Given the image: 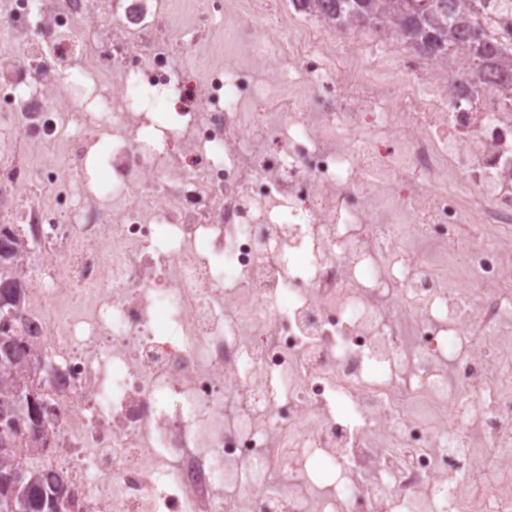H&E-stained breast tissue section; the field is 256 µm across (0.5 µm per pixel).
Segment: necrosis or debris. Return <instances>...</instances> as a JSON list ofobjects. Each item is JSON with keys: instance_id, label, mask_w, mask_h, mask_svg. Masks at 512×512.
I'll return each instance as SVG.
<instances>
[{"instance_id": "4bbe7bcc", "label": "necrosis or debris", "mask_w": 512, "mask_h": 512, "mask_svg": "<svg viewBox=\"0 0 512 512\" xmlns=\"http://www.w3.org/2000/svg\"><path fill=\"white\" fill-rule=\"evenodd\" d=\"M292 6L0 20V223L40 248L4 331L51 409L12 462L65 475L63 512H512V82L453 102L462 53L387 29L392 96L358 29ZM220 20L245 61L202 55ZM396 61L397 60L393 59L392 54H388L376 62L380 66L384 65L382 68L387 71L392 82V93L395 96H401L407 92L408 83L401 67Z\"/></svg>"}]
</instances>
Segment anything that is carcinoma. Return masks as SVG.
I'll return each mask as SVG.
<instances>
[{
    "label": "carcinoma",
    "mask_w": 512,
    "mask_h": 512,
    "mask_svg": "<svg viewBox=\"0 0 512 512\" xmlns=\"http://www.w3.org/2000/svg\"><path fill=\"white\" fill-rule=\"evenodd\" d=\"M324 14L340 28L353 25L378 31L388 20L404 42L425 56L460 52L476 74L494 70L512 75V53L492 45L474 0H320ZM28 243L16 234L0 242V318L13 317L24 285L23 256ZM38 354L15 337L0 334V512L14 504L20 512H60L62 484L38 472H21L10 463L20 448H35L45 438L43 395L46 373L32 370Z\"/></svg>",
    "instance_id": "obj_1"
}]
</instances>
